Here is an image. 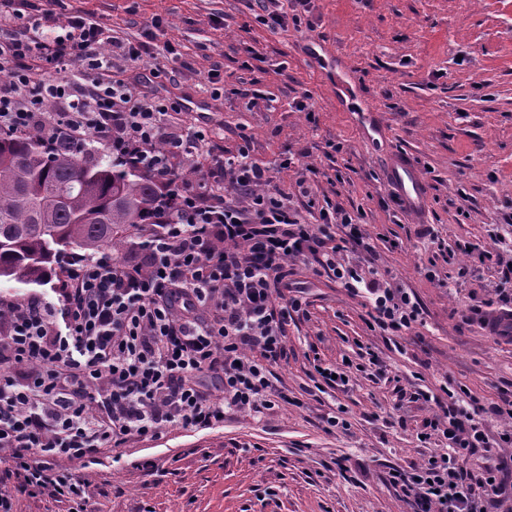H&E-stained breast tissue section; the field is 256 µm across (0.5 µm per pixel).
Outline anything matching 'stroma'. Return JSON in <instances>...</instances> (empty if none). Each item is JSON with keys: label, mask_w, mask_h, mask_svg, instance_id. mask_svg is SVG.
I'll return each mask as SVG.
<instances>
[{"label": "stroma", "mask_w": 512, "mask_h": 512, "mask_svg": "<svg viewBox=\"0 0 512 512\" xmlns=\"http://www.w3.org/2000/svg\"><path fill=\"white\" fill-rule=\"evenodd\" d=\"M41 2L58 26L78 12L117 40L150 42L153 56L126 61L125 78L157 71L154 93L187 106L178 122L218 155H237L249 134L251 160L271 169L302 221L318 218L311 198L359 214L375 247L362 261L402 281L423 311L389 341L371 330L365 295L315 261L293 263L288 287L306 313L274 370L289 404L70 462L101 488L96 512H408L387 478L438 450L417 439L432 412L408 397L421 384L444 403L466 392L490 432L512 429L490 412L512 400V344L494 343L476 317L496 300L495 269L452 278L440 261L434 282L418 271L437 240L512 264V0H313V25L299 30L259 23L252 0ZM400 153L427 185L423 212L406 211L387 178ZM317 359L348 374V387L318 391ZM329 414L346 427L326 428Z\"/></svg>", "instance_id": "stroma-1"}]
</instances>
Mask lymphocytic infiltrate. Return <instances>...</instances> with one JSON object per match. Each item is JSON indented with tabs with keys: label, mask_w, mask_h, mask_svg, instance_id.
Returning a JSON list of instances; mask_svg holds the SVG:
<instances>
[{
	"label": "lymphocytic infiltrate",
	"mask_w": 512,
	"mask_h": 512,
	"mask_svg": "<svg viewBox=\"0 0 512 512\" xmlns=\"http://www.w3.org/2000/svg\"><path fill=\"white\" fill-rule=\"evenodd\" d=\"M6 2L0 22L23 24L0 35V131L40 135L50 153L101 144L167 188L145 223L129 228L137 250L69 259L56 301L0 296V475L16 477L18 492L86 512L89 484L67 462L287 402L273 377L288 358V324L304 312L301 297L286 292L294 261L313 258L346 290L366 293L385 334L419 323L407 288L376 267L362 275L342 263V253L372 249L357 216L329 203L318 223L302 222L248 147L211 166L198 187L184 181L186 160L213 157L209 140L172 125L162 101L112 78L114 57L149 54L147 42L112 40L82 14L60 34L34 0ZM255 2L265 26L311 22L312 0ZM43 63L71 74L37 79ZM425 427L445 450L414 472L390 474L411 512H480L512 496V432L489 436L456 402ZM478 448L499 454L473 476L462 462Z\"/></svg>",
	"instance_id": "f902f5d3"
}]
</instances>
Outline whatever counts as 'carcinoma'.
Instances as JSON below:
<instances>
[{"mask_svg": "<svg viewBox=\"0 0 512 512\" xmlns=\"http://www.w3.org/2000/svg\"><path fill=\"white\" fill-rule=\"evenodd\" d=\"M161 191L135 169L81 149L47 153L38 136L0 134V279L41 285L68 251L122 246Z\"/></svg>", "mask_w": 512, "mask_h": 512, "instance_id": "obj_1", "label": "carcinoma"}]
</instances>
